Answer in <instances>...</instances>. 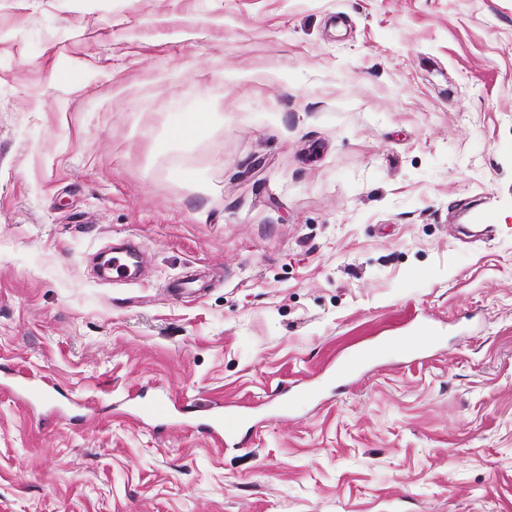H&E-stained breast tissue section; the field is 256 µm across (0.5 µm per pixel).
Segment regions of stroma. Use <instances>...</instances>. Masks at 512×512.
I'll use <instances>...</instances> for the list:
<instances>
[{"mask_svg": "<svg viewBox=\"0 0 512 512\" xmlns=\"http://www.w3.org/2000/svg\"><path fill=\"white\" fill-rule=\"evenodd\" d=\"M0 512H512V0H0ZM436 335V330L426 325L422 329L414 327L413 336H387L374 348L366 349L360 353L355 361L337 364L334 375L345 379L350 378L378 353L415 355L431 345L435 341ZM9 388L13 391L16 397L27 399L40 398L46 392V387L44 385L35 381L31 377L19 374H13L11 376V384ZM322 396L321 387L316 383H309L300 388L296 393L288 398L275 396L268 403L281 413H290L294 410L297 404L312 403L319 400ZM136 403V412L140 418L165 419L170 418L174 411L180 410L176 405H172L169 400L161 396L146 398L138 396ZM195 412L198 416L207 419V426L211 433L216 437L235 435L237 427L246 420L244 416L238 418H228L224 420V414L220 411H213L209 405H195Z\"/></svg>", "mask_w": 512, "mask_h": 512, "instance_id": "obj_1", "label": "stroma"}]
</instances>
